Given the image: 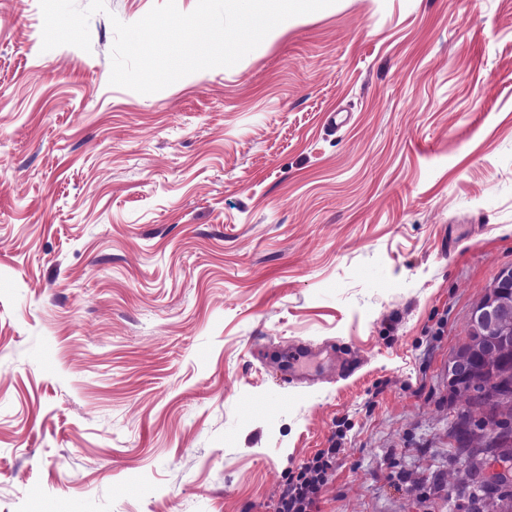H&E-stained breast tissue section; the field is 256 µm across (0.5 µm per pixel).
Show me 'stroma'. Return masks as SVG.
Here are the masks:
<instances>
[{
  "instance_id": "1",
  "label": "stroma",
  "mask_w": 512,
  "mask_h": 512,
  "mask_svg": "<svg viewBox=\"0 0 512 512\" xmlns=\"http://www.w3.org/2000/svg\"><path fill=\"white\" fill-rule=\"evenodd\" d=\"M0 0V512H468L448 361L512 265V0H336L114 87ZM351 115L333 130L331 113ZM304 342L354 371L279 390ZM340 451L341 448H328L292 477L279 496L276 511L310 512L314 497L327 482Z\"/></svg>"
}]
</instances>
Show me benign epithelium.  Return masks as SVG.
<instances>
[{
    "mask_svg": "<svg viewBox=\"0 0 512 512\" xmlns=\"http://www.w3.org/2000/svg\"><path fill=\"white\" fill-rule=\"evenodd\" d=\"M512 349V266L503 268L473 309L468 334L448 362V385L463 389L476 379L497 384L505 376L499 355Z\"/></svg>",
    "mask_w": 512,
    "mask_h": 512,
    "instance_id": "1",
    "label": "benign epithelium"
}]
</instances>
